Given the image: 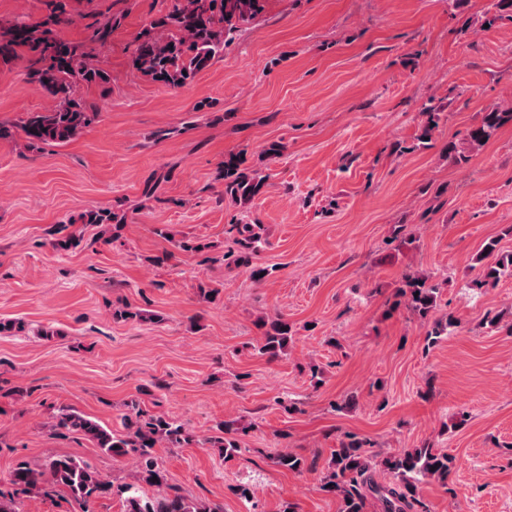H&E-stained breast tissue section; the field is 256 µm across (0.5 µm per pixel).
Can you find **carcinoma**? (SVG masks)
Segmentation results:
<instances>
[{
	"mask_svg": "<svg viewBox=\"0 0 512 512\" xmlns=\"http://www.w3.org/2000/svg\"><path fill=\"white\" fill-rule=\"evenodd\" d=\"M494 12L485 19L493 25L507 17L512 20V0H495ZM263 11V0H180L173 9L152 19L136 36L132 56L133 68L142 76L170 89L189 84L212 61L224 55L241 31ZM69 22L64 10L36 24L15 25L0 29V62L5 64L18 57V51L32 54L29 76L48 94L57 98V105L44 112H29L21 121L20 131L24 147L39 148L67 143L79 136L98 115L79 95L83 85L109 83L108 71L101 61L79 45L58 37L57 27ZM440 107L426 105L422 113L426 122L418 141L428 146L438 127ZM512 123V107H492L481 124L470 128L466 140L480 147L494 137L500 128ZM224 178V196L236 204L246 205L259 198L270 175L262 169L246 164L244 153H229L221 163ZM85 224L120 227L124 218L108 211H89L81 216ZM263 225L257 223L231 224L227 233L235 235L234 247L224 252V266L228 269L251 268V276L259 281L262 268L252 267V261L263 242ZM480 264L475 286H496L504 278H512V253L498 252V241L486 242L476 257ZM399 294L406 299L407 308L426 319L437 307L438 288L420 276L408 275L401 281ZM452 318L433 321L427 332L431 343L448 335L454 326ZM262 331L258 353L268 359H278L288 352L292 340L291 327L277 314L258 323ZM123 431L115 432L75 412L62 409L51 425L53 433H77L93 441L97 448L114 459L131 457L139 467V481L150 486L167 484L166 474L158 461L155 449L165 444L190 443L191 437L183 426L161 415L143 410L140 404H128ZM224 436L216 443L224 450V458L241 456L243 448L233 437L236 421L226 420L220 425ZM376 455L363 447L353 436L341 441L331 451V470L321 479L323 492L334 495L341 502L340 512H366L369 499L377 500L381 512H427L417 495L418 486L425 480L441 484L448 481L452 458L439 448H408L391 454L380 462ZM275 465L288 471L301 472L308 468L307 459L292 453L279 452L272 457ZM383 465L395 482L383 484L375 477L377 465ZM15 490L38 495L46 486L65 488L77 506V512H92L91 504L118 491L125 495V512H221L217 507L180 494L174 486L169 492L146 498L140 489L126 485L118 490L87 462L73 456H57L42 467L27 464L17 466L10 475Z\"/></svg>",
	"mask_w": 512,
	"mask_h": 512,
	"instance_id": "carcinoma-1",
	"label": "carcinoma"
}]
</instances>
